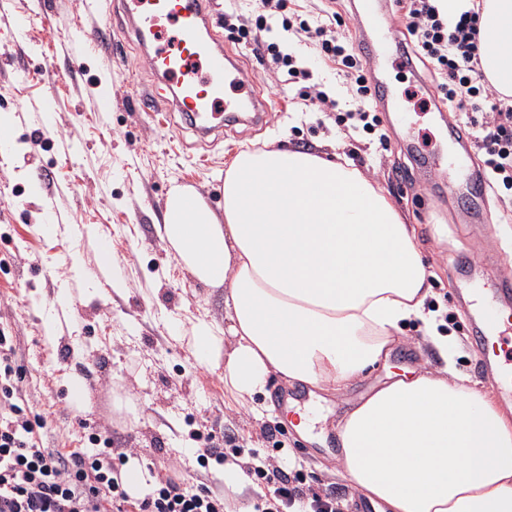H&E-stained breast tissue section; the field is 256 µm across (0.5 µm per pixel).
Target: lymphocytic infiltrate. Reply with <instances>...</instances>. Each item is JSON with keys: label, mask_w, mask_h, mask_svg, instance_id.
I'll return each instance as SVG.
<instances>
[{"label": "lymphocytic infiltrate", "mask_w": 512, "mask_h": 512, "mask_svg": "<svg viewBox=\"0 0 512 512\" xmlns=\"http://www.w3.org/2000/svg\"><path fill=\"white\" fill-rule=\"evenodd\" d=\"M455 18L440 14L435 0H396L405 18L413 53L418 60L434 64L443 81L445 100L462 112L481 113L478 146L485 154L484 165L495 178L512 189V105L505 95L488 84L480 67V0ZM287 0H258L249 16L225 13L224 29L233 40L251 46L261 60L280 72L284 80L299 77L292 54L277 42L267 40L268 19L283 13ZM298 41L310 44L317 57L334 62L357 103L356 113L366 132H373L368 106L372 90L360 57L350 49L346 37L318 25L292 23ZM16 347L0 330V512H125L126 493L115 475L111 450L100 449L101 438L90 435L94 451L68 454L44 447L36 424L25 408L21 378L13 365ZM256 469L274 482L273 497L264 512H336L331 497L302 492L290 487L277 466L266 457L258 458ZM136 512H224L223 496L208 487H181L168 479L135 505Z\"/></svg>", "instance_id": "lymphocytic-infiltrate-1"}]
</instances>
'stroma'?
<instances>
[{
    "mask_svg": "<svg viewBox=\"0 0 512 512\" xmlns=\"http://www.w3.org/2000/svg\"><path fill=\"white\" fill-rule=\"evenodd\" d=\"M101 9L112 11L119 31L127 27L119 0H11L0 12V114L10 118L11 137L8 153H0V328L14 338L23 390L33 416L44 423V446L71 451L87 447L90 434H101L157 480L176 476L189 486H208L224 496L228 512L253 505L274 489L257 476L253 487L233 494L217 478L225 462L234 459L250 468L257 452L283 469L291 486L331 495L336 512H357L361 497L337 472L335 454L326 448L332 422L400 366L432 370L439 365L437 357L419 347L421 333L414 324L402 326L388 363L317 401L318 420L307 441L294 429L292 415L274 402L278 395L303 399L307 393L283 379H272L265 393L255 396V403L268 404L269 410L254 415L234 401L223 371L195 365L171 337L176 329L187 334L198 322L223 320L224 290L196 281L161 245L158 226L170 186L193 188L220 216L225 165L241 146L261 148L273 139L283 149L314 151L331 144L342 155L356 150L359 169L415 231L431 274L427 306L441 313L459 343L458 370L486 391L491 385L476 368L481 347L470 322L469 283L451 266L478 261L481 282L512 273V243L496 231L512 226V191L487 186L484 219L473 220L449 187L462 185L472 168L482 167V151L430 173L422 170L418 154L404 149L414 129L453 159L456 145L446 138L445 127L468 119L443 105L433 66L407 65L411 44L402 23L394 25L383 69L397 114L389 116L381 103L370 104L387 137L383 149L375 136L337 128V113L352 109L345 80L333 63L319 61L309 46L285 31L278 17L270 22L269 36L310 71V81L281 84L250 50L230 36L222 38L243 76L274 103L263 122L231 123L203 137L177 109L143 115L135 111L128 87L158 97L170 91L147 67H133L140 53L135 38L119 34L103 44L84 59L75 79L69 62L56 54L59 40L92 26ZM50 56L60 76L49 89L39 72ZM309 84L337 101V109L306 104L301 94ZM104 91L112 94L111 111H93L92 101ZM46 110L56 135L34 152L29 143L42 131ZM62 139L70 143L69 153L60 151ZM40 171L64 186L55 204L70 231L51 237L41 233ZM100 234L112 239L108 280L98 276ZM115 280L123 282V291L112 288ZM60 309L68 313L62 321L56 318ZM76 374L94 384L79 412L67 394ZM206 449L223 454V461L200 467L196 456Z\"/></svg>",
    "mask_w": 512,
    "mask_h": 512,
    "instance_id": "stroma-1",
    "label": "stroma"
}]
</instances>
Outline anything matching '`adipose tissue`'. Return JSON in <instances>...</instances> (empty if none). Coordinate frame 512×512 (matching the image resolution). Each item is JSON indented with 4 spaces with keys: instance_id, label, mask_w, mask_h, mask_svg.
I'll use <instances>...</instances> for the list:
<instances>
[{
    "instance_id": "1",
    "label": "adipose tissue",
    "mask_w": 512,
    "mask_h": 512,
    "mask_svg": "<svg viewBox=\"0 0 512 512\" xmlns=\"http://www.w3.org/2000/svg\"><path fill=\"white\" fill-rule=\"evenodd\" d=\"M480 29L483 72L512 95V0H484ZM158 235L196 280L224 289L225 326L199 322L184 342L240 400L275 376L340 391L417 323L441 367L393 374L338 420L339 473L386 512H512V418L456 369L407 224L351 162L239 150L223 217L175 185Z\"/></svg>"
}]
</instances>
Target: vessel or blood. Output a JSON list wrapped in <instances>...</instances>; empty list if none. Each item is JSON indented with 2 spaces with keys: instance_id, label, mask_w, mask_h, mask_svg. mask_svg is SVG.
Segmentation results:
<instances>
[{
  "instance_id": "b4317fda",
  "label": "vessel or blood",
  "mask_w": 512,
  "mask_h": 512,
  "mask_svg": "<svg viewBox=\"0 0 512 512\" xmlns=\"http://www.w3.org/2000/svg\"><path fill=\"white\" fill-rule=\"evenodd\" d=\"M123 9L138 12L139 22L131 31L140 48H153L149 64L171 88L170 98L153 100L151 110L174 106L188 113L202 134L209 133L224 113L269 111V102L256 94L253 81L238 76L235 59L225 53L214 30L211 0H124ZM164 20L175 26L167 38L161 33ZM112 31L111 16L101 15L93 29L62 38L59 53L66 58L80 54ZM390 31L391 22L384 15L362 27L358 48L373 67L381 65L380 43ZM471 294L483 338L493 349L492 356L480 359L481 370L495 376L502 398L512 401V314L501 305L512 297V279L472 289Z\"/></svg>"
}]
</instances>
